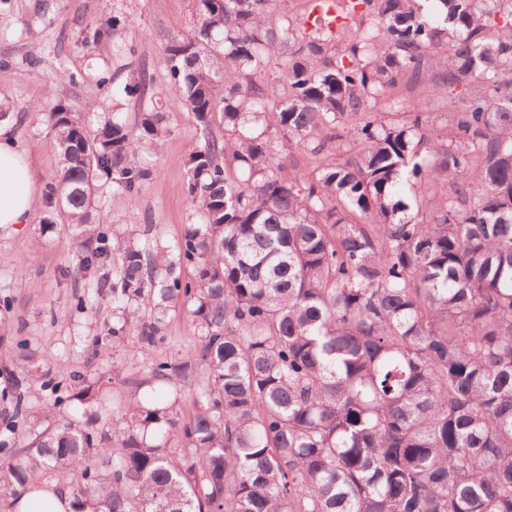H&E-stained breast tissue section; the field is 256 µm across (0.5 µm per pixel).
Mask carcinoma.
<instances>
[{
	"mask_svg": "<svg viewBox=\"0 0 512 512\" xmlns=\"http://www.w3.org/2000/svg\"><path fill=\"white\" fill-rule=\"evenodd\" d=\"M165 52L198 123L195 222L173 244L136 224L113 240L97 190L141 192L140 147L170 125L153 109L93 126L61 104L34 221L73 231L75 308L112 299L91 345L113 371L126 338L159 343L191 305L195 346L150 361L139 386L195 381L196 412L133 399L96 428L100 395L72 392L82 376L1 354L0 512L35 477L67 481L73 512H512V0H311L300 19L272 0H196ZM426 68L428 92L464 98L449 141L399 101L373 110ZM351 115L355 156L286 170V152L318 154ZM440 180L428 221L421 190ZM37 386L86 408L21 449Z\"/></svg>",
	"mask_w": 512,
	"mask_h": 512,
	"instance_id": "cac0c4a2",
	"label": "carcinoma"
}]
</instances>
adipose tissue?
Listing matches in <instances>:
<instances>
[{
    "mask_svg": "<svg viewBox=\"0 0 512 512\" xmlns=\"http://www.w3.org/2000/svg\"><path fill=\"white\" fill-rule=\"evenodd\" d=\"M38 202L37 178L26 155L0 130V230L32 223ZM13 512H72L61 481L32 483L13 504Z\"/></svg>",
    "mask_w": 512,
    "mask_h": 512,
    "instance_id": "obj_1",
    "label": "adipose tissue"
}]
</instances>
